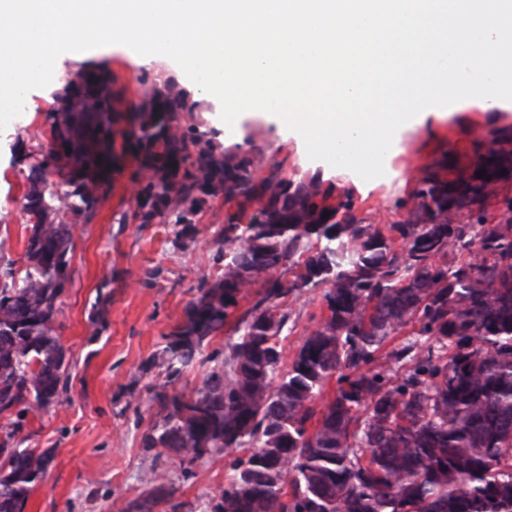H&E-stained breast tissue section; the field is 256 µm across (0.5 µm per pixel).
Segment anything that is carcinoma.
<instances>
[{
    "mask_svg": "<svg viewBox=\"0 0 512 512\" xmlns=\"http://www.w3.org/2000/svg\"><path fill=\"white\" fill-rule=\"evenodd\" d=\"M115 111L110 72L83 70L46 112L50 149L26 154L24 266L0 271V512H23L54 458L10 445L28 415L65 402L59 299L73 221L90 218L118 161ZM125 111L135 123L123 152L148 171L133 220L181 224L184 235L207 198L228 205L224 274L165 335L162 419L146 446L191 463L249 449L229 462L212 512H512V224L486 216L512 176V149L501 146L512 130L492 131L452 178L444 162L428 167L411 201L397 203L407 219L380 227L357 218L334 183L295 181L276 160L257 177L260 155L222 150L182 124L195 104L171 78ZM256 284L219 364L204 342ZM307 288L322 289L325 312L288 362L283 298ZM405 333L413 340L394 344ZM196 361L214 363L203 387L169 393ZM171 497L157 487L120 512H154Z\"/></svg>",
    "mask_w": 512,
    "mask_h": 512,
    "instance_id": "cac0c4a2",
    "label": "carcinoma"
}]
</instances>
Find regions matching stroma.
Wrapping results in <instances>:
<instances>
[{
	"mask_svg": "<svg viewBox=\"0 0 512 512\" xmlns=\"http://www.w3.org/2000/svg\"><path fill=\"white\" fill-rule=\"evenodd\" d=\"M112 74L122 103L145 92L143 78H181L180 70L157 61L148 67L130 64L122 49L90 50L84 61L63 59L51 84L30 91L21 125L0 131V261H21L31 225L23 211L27 181L21 151L49 146L45 116L63 77L88 68ZM195 121L214 132L223 147L261 154L264 160H286L289 177L320 175L339 192L350 193L357 217L369 224H395L406 210L396 202L408 198L422 170L433 162L467 165L482 151L493 128H512V108L495 112L454 104L443 120L427 118L423 127L402 134L384 160L382 177L363 181L347 169L330 170L310 160L294 138L277 134L273 124L244 119L225 129L220 107L196 98ZM133 161L110 174L107 193L94 215L74 228L70 279L61 297L57 336L67 351L69 368L63 406L29 416V447L53 449L55 457L43 484L24 512H117L126 501L156 486L173 489L171 504L155 512H208L216 493L228 487L231 472L226 452L182 463L173 452L158 453L144 437L158 422L151 388L165 381L161 351L165 336L184 318L186 306L224 273V199L208 200L196 216L189 238L176 239L170 224H137L128 217L135 204ZM109 296L106 326L93 333L92 307ZM322 292L286 297L291 321L282 334L286 355H293L307 329L321 314Z\"/></svg>",
	"mask_w": 512,
	"mask_h": 512,
	"instance_id": "obj_1",
	"label": "stroma"
}]
</instances>
